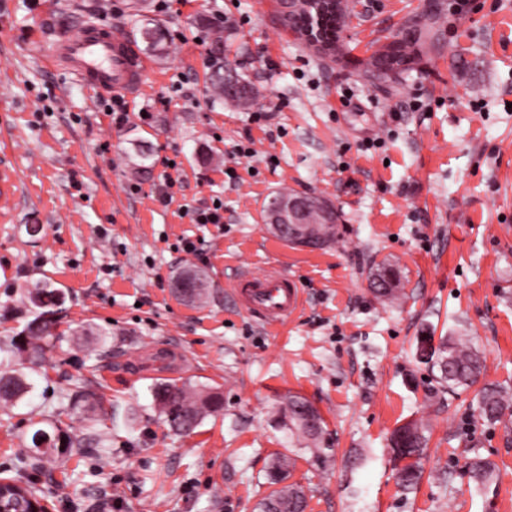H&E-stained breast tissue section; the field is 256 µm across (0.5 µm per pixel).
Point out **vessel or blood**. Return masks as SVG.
<instances>
[{
	"instance_id": "vessel-or-blood-1",
	"label": "vessel or blood",
	"mask_w": 512,
	"mask_h": 512,
	"mask_svg": "<svg viewBox=\"0 0 512 512\" xmlns=\"http://www.w3.org/2000/svg\"><path fill=\"white\" fill-rule=\"evenodd\" d=\"M47 60L98 92L115 96L136 93L151 70L127 35L100 22L87 23L76 35L54 44ZM230 294L264 326L285 323L298 309L301 297L297 282L273 266L261 273L239 270L230 282Z\"/></svg>"
}]
</instances>
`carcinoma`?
Listing matches in <instances>:
<instances>
[{
  "label": "carcinoma",
  "mask_w": 512,
  "mask_h": 512,
  "mask_svg": "<svg viewBox=\"0 0 512 512\" xmlns=\"http://www.w3.org/2000/svg\"><path fill=\"white\" fill-rule=\"evenodd\" d=\"M411 27L419 28L416 37H405L400 41L394 40L380 45L369 58L359 61L366 76H376L382 70L394 66L398 74L411 72L427 55L429 48L435 46V34L426 32V28H434V24L424 25L417 20ZM142 40L146 46L161 53L166 45V33L162 26H146L140 30ZM211 60V84L215 98L231 102L237 106H248L255 99L252 86L238 79L237 88L227 87L224 82V56H222L221 39H216ZM314 221L318 224V231L331 239L337 237L336 215L325 218L313 213ZM397 277L393 270L379 269L372 277L370 286L379 297L393 299L396 297ZM61 293L47 285H38L31 293L30 300L43 312L28 324L25 330L14 337L10 343V352L17 358V368L10 373L0 376V404L16 405L21 402L34 389L31 374L37 372L43 362V343L55 336V320L51 318V308L59 305ZM434 337L422 336L418 340L420 357L425 361H434L438 367L441 379L457 386H469L476 382L482 370L480 357L474 351L460 346L451 336H442L432 353H427L426 344L432 342ZM152 398L155 408L163 415L172 430L189 433L193 431L202 419L221 409L222 399L218 392L212 388H196L185 383L160 382L152 388ZM72 405L87 413L95 415L104 411L103 398L85 386L78 387L72 397ZM512 409V403L498 388L488 385L483 388L478 400L480 415L488 421H497ZM284 417L292 428L308 443L315 447L317 457L326 460L330 457L327 449L320 447V440L324 432V420L317 409L307 403V400L290 395L284 403ZM54 433L43 428L34 431L31 437V446L20 449L19 457L25 467L36 469L52 459H63L66 455L78 451L81 442L74 440L64 432L54 419V415L44 416ZM391 448L395 459L402 462L397 469V476L401 486L411 488L418 483L422 476L420 459L423 454V436L413 423H406L398 427L391 438ZM469 477L479 486L487 488L492 484L494 465L480 457H475L467 463ZM289 477V463L285 459H276L269 471L270 483L277 485ZM3 489L9 493V500L13 502L18 512H27L31 500L36 494L24 476L17 475L7 478ZM307 507L306 496L301 487L290 484L271 491L259 503L260 512H305Z\"/></svg>",
  "instance_id": "cac0c4a2"
}]
</instances>
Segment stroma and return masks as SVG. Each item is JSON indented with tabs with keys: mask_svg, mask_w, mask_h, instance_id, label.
Returning a JSON list of instances; mask_svg holds the SVG:
<instances>
[{
	"mask_svg": "<svg viewBox=\"0 0 512 512\" xmlns=\"http://www.w3.org/2000/svg\"><path fill=\"white\" fill-rule=\"evenodd\" d=\"M471 2L455 17L448 0H357L339 64L283 32L270 0H0V170L13 174L0 185V372L31 318L27 289L63 295L35 392L0 405V475L14 476L17 449L54 412L83 449L27 473L53 512H109L116 499L122 512H258L282 455L306 512H512V412L494 424L478 412L483 386L512 397V0ZM431 13L438 47L419 70L387 83L359 74L358 60ZM87 21L135 41L145 22L169 32L120 126L110 96L45 62ZM219 37L258 91L248 108L212 96ZM278 193L331 201L335 242L310 250L269 233ZM215 202L223 224L191 222L190 208ZM270 263L302 291L275 329L227 288ZM384 265L399 273L393 301L371 291ZM187 272L203 300L175 295ZM428 331L478 351L477 384L449 387L421 362ZM176 370L224 396L188 434L151 405L150 386ZM80 384L102 388L106 415L71 409ZM291 393L325 421V464L288 428ZM406 422L426 437L409 490L388 446ZM476 455L497 466L489 488L466 473Z\"/></svg>",
	"mask_w": 512,
	"mask_h": 512,
	"instance_id": "35a3bbf8",
	"label": "stroma"
}]
</instances>
